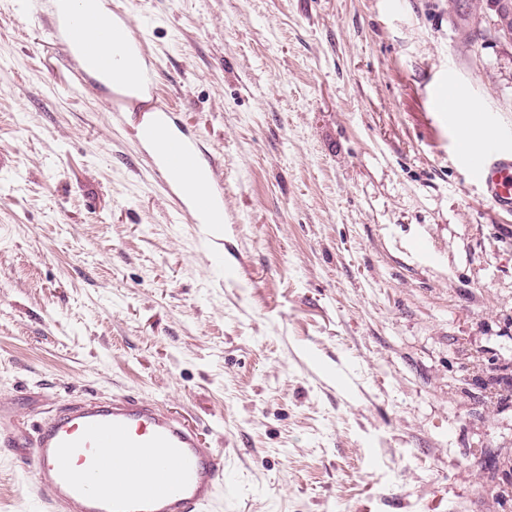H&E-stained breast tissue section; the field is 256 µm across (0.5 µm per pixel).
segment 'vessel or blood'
Here are the masks:
<instances>
[{
  "mask_svg": "<svg viewBox=\"0 0 512 512\" xmlns=\"http://www.w3.org/2000/svg\"><path fill=\"white\" fill-rule=\"evenodd\" d=\"M35 16L62 51L69 91L100 88L113 120L149 110L139 143L176 212L210 238L224 221L223 175L199 139L158 99L160 70L147 33L113 0H36ZM473 180L512 211V156L496 141L468 154ZM0 445L20 448L52 512H206L224 484V457L198 430L153 400L115 396L58 408L21 446L0 424Z\"/></svg>",
  "mask_w": 512,
  "mask_h": 512,
  "instance_id": "obj_1",
  "label": "vessel or blood"
}]
</instances>
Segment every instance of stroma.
I'll list each match as a JSON object with an SVG mask.
<instances>
[{
    "label": "stroma",
    "mask_w": 512,
    "mask_h": 512,
    "mask_svg": "<svg viewBox=\"0 0 512 512\" xmlns=\"http://www.w3.org/2000/svg\"><path fill=\"white\" fill-rule=\"evenodd\" d=\"M126 2L232 222L203 242L137 116L70 94L27 0H0V404L19 436L136 394L224 455L210 512H512V213L455 142L472 105L512 130V42L478 0ZM442 77L466 95L444 119ZM0 512H49L1 447Z\"/></svg>",
    "instance_id": "1"
}]
</instances>
